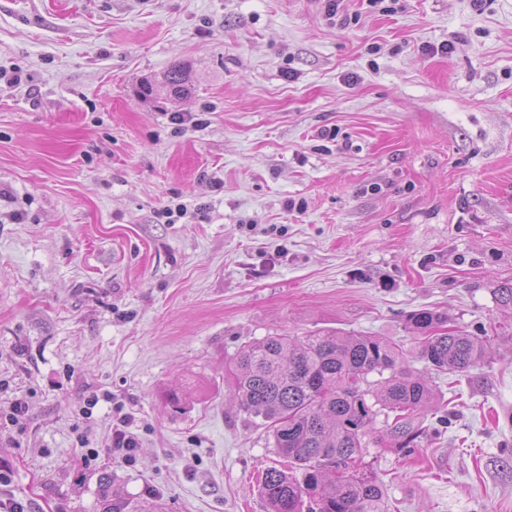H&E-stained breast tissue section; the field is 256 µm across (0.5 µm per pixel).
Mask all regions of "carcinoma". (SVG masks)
Wrapping results in <instances>:
<instances>
[{
    "instance_id": "obj_1",
    "label": "carcinoma",
    "mask_w": 512,
    "mask_h": 512,
    "mask_svg": "<svg viewBox=\"0 0 512 512\" xmlns=\"http://www.w3.org/2000/svg\"><path fill=\"white\" fill-rule=\"evenodd\" d=\"M189 82L183 63L163 76L178 98L190 93ZM447 322L429 309L408 318L427 368L465 373L488 357L489 338L450 331ZM232 374L240 409L288 459V470L269 468L261 479L269 512H388L365 448L385 435L400 451L416 447L425 417L439 405L436 389L408 364L401 344L383 336H266L240 348ZM381 415L393 417L384 435L375 428Z\"/></svg>"
}]
</instances>
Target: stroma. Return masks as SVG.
I'll return each mask as SVG.
<instances>
[{
    "mask_svg": "<svg viewBox=\"0 0 512 512\" xmlns=\"http://www.w3.org/2000/svg\"><path fill=\"white\" fill-rule=\"evenodd\" d=\"M326 6L0 0V512H268L238 350L384 336L426 371L422 308L492 352L427 371L440 435L365 460L396 512H512V0ZM190 70L185 64L173 65L163 76L165 83L175 97H183L190 93Z\"/></svg>",
    "mask_w": 512,
    "mask_h": 512,
    "instance_id": "stroma-1",
    "label": "stroma"
}]
</instances>
